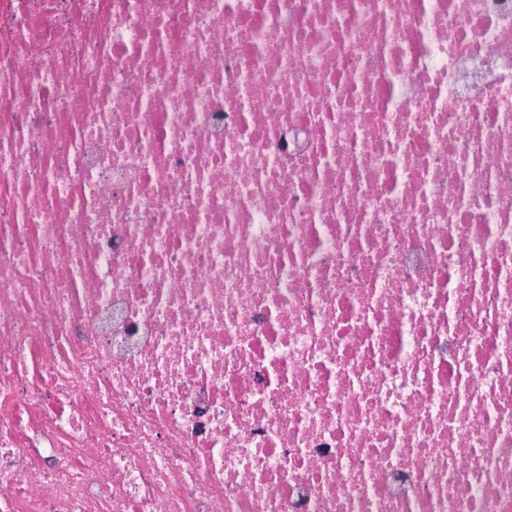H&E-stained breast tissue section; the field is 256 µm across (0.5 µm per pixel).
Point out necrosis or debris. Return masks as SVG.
<instances>
[{
  "label": "necrosis or debris",
  "mask_w": 512,
  "mask_h": 512,
  "mask_svg": "<svg viewBox=\"0 0 512 512\" xmlns=\"http://www.w3.org/2000/svg\"><path fill=\"white\" fill-rule=\"evenodd\" d=\"M0 512H512V0H0Z\"/></svg>",
  "instance_id": "necrosis-or-debris-1"
}]
</instances>
